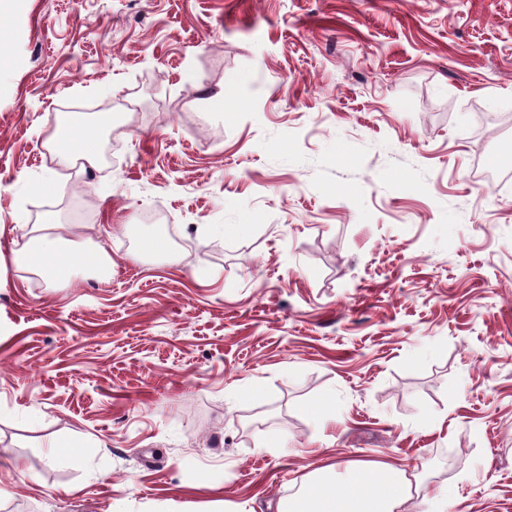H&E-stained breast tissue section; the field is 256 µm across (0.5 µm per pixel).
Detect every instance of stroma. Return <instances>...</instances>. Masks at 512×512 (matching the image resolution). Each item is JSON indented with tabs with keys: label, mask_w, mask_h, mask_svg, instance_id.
I'll use <instances>...</instances> for the list:
<instances>
[{
	"label": "stroma",
	"mask_w": 512,
	"mask_h": 512,
	"mask_svg": "<svg viewBox=\"0 0 512 512\" xmlns=\"http://www.w3.org/2000/svg\"><path fill=\"white\" fill-rule=\"evenodd\" d=\"M0 27V512H276L321 461L391 458L512 512V0H27ZM106 106L112 162L57 167L55 113ZM45 206L109 281L14 264Z\"/></svg>",
	"instance_id": "obj_1"
}]
</instances>
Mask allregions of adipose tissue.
Listing matches in <instances>:
<instances>
[{
  "label": "adipose tissue",
  "instance_id": "obj_1",
  "mask_svg": "<svg viewBox=\"0 0 512 512\" xmlns=\"http://www.w3.org/2000/svg\"><path fill=\"white\" fill-rule=\"evenodd\" d=\"M111 127L108 112L97 113L88 123L77 112L57 113L49 150L61 167L97 166L100 133ZM60 228L51 212L25 225L12 251L14 263L56 287L70 286L79 267L102 273L111 266V257L99 247L69 253ZM342 467L347 473L343 489L335 487L337 468L325 464L303 481L297 497L280 512H403L412 492L407 466L398 461H347Z\"/></svg>",
  "mask_w": 512,
  "mask_h": 512
}]
</instances>
